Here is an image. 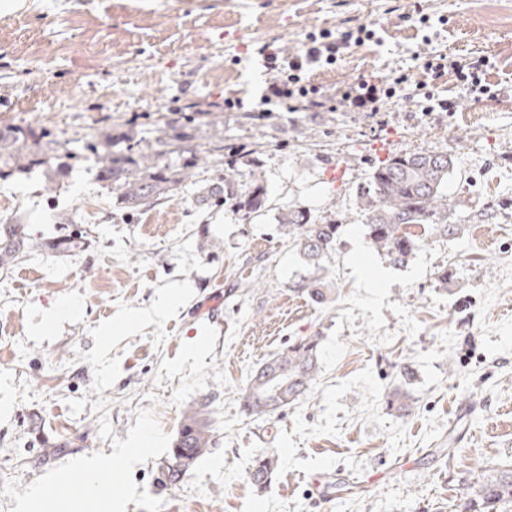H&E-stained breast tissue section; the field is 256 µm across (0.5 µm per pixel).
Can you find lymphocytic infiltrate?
<instances>
[{"label":"lymphocytic infiltrate","mask_w":512,"mask_h":512,"mask_svg":"<svg viewBox=\"0 0 512 512\" xmlns=\"http://www.w3.org/2000/svg\"><path fill=\"white\" fill-rule=\"evenodd\" d=\"M373 30L365 26L340 23L336 31L325 30L309 35L301 51L282 55L270 46H262L260 53L265 67L273 74L264 94L266 104L284 107L289 112H380L386 103L399 98L413 102L420 112H450L455 108L451 98L438 89V79L453 73L457 84L466 95L488 97L492 85L488 80L489 60L478 56L460 59L431 52V36H423L427 50L421 58L419 70L398 69L384 76H373L345 87L330 95L311 84L309 72L335 64L357 44L372 40Z\"/></svg>","instance_id":"1"}]
</instances>
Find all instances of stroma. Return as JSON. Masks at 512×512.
Returning a JSON list of instances; mask_svg holds the SVG:
<instances>
[{
	"label": "stroma",
	"instance_id": "35a3bbf8",
	"mask_svg": "<svg viewBox=\"0 0 512 512\" xmlns=\"http://www.w3.org/2000/svg\"><path fill=\"white\" fill-rule=\"evenodd\" d=\"M422 3L428 23L408 20ZM36 0L0 11V128L50 131L61 149L93 131L156 148L172 125L202 152L216 139L259 169L267 209L252 222L200 209L208 162L167 202L128 212L90 160L70 178L43 169L0 180V219L36 239L91 231L84 250L33 252L0 273V512H73L64 474L84 461L111 505L83 512H447L481 469L512 466V25H490L480 0ZM375 30L312 83L328 93L411 64L423 34L437 50L484 54L497 96L441 90L451 113L265 112L270 79L257 54L300 50L341 19ZM243 109H218L224 98ZM390 152L444 151L448 194L467 229L432 232L409 263L381 259L355 193ZM343 171L328 181L327 169ZM340 224L321 268L281 234V209ZM448 269V284L438 274ZM317 280L312 300L302 286ZM176 309L156 315L166 298ZM140 319L116 331L126 315ZM321 338L310 394L283 412L241 414L257 365L286 342ZM412 370L401 381L400 366ZM404 385L407 416L383 397ZM206 402L213 444L177 483L164 482L182 414ZM450 456H440L444 447ZM276 452L265 489L253 459Z\"/></svg>",
	"mask_w": 512,
	"mask_h": 512
}]
</instances>
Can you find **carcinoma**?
Instances as JSON below:
<instances>
[{"instance_id":"carcinoma-1","label":"carcinoma","mask_w":512,"mask_h":512,"mask_svg":"<svg viewBox=\"0 0 512 512\" xmlns=\"http://www.w3.org/2000/svg\"><path fill=\"white\" fill-rule=\"evenodd\" d=\"M49 137L46 130L35 133L19 128L0 129V160L8 171L31 166H45L48 179L63 182L71 160L88 156L93 159L98 179L119 192L120 203L130 211L150 207L174 197L193 177L200 156L191 136L170 127L157 139L160 150L145 154L136 145L118 147L112 135L83 140V152L69 148L52 155L23 151L26 138ZM454 163L448 153L439 151L396 153L371 167L366 183L356 195L364 216L365 235L378 256L394 266H404L420 247L422 238L412 231L422 226L441 236L454 239L466 225L457 223V203L448 196V178ZM238 170L229 162L224 176L199 187L194 194L198 207H230L243 220L251 221L266 208V190L261 176L248 173L252 191L241 194L236 189ZM280 231L296 242L305 262L320 268L321 262L336 249L340 225L316 224L301 207L281 212ZM88 233H63L49 241H38L24 231V225L5 222L0 225V270L6 271L22 254L48 252L68 255L85 246ZM320 370V339L305 336L288 342L263 362L250 376L240 396L242 413L266 416L288 408L310 392ZM386 407L398 413L410 410V397L399 386L386 394ZM212 444L208 404L200 402L184 412L166 461L167 476L177 481L203 456ZM273 452L259 454L249 472L251 482L263 487L278 468ZM454 512H512V466H488L468 484Z\"/></svg>"}]
</instances>
